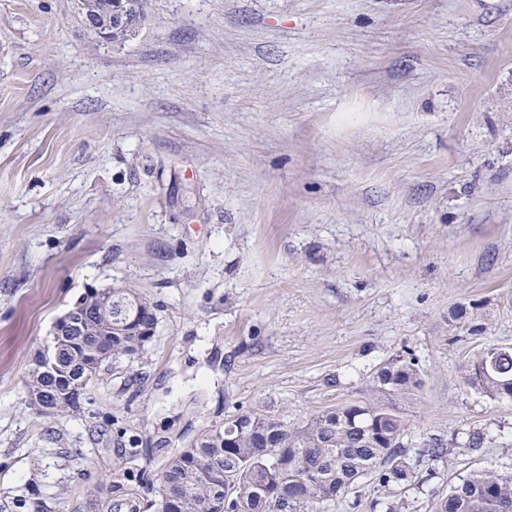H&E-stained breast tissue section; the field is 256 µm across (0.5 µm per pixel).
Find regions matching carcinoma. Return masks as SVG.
<instances>
[{
  "instance_id": "1",
  "label": "carcinoma",
  "mask_w": 512,
  "mask_h": 512,
  "mask_svg": "<svg viewBox=\"0 0 512 512\" xmlns=\"http://www.w3.org/2000/svg\"><path fill=\"white\" fill-rule=\"evenodd\" d=\"M106 296L126 309V318L112 320L110 330L99 314ZM76 304L84 335L63 337L61 368L32 372L25 381L29 403L47 399L55 414L80 412L74 391L88 399L103 374L144 354L151 337L143 335L140 323H132L135 316L157 324L154 307L142 296L127 299L120 287L88 292ZM461 379L490 400L511 401L512 346L480 348ZM372 382L376 392L396 400L420 386L421 369L413 355H395L377 368ZM242 416L252 419L253 428L240 432L234 447H225L226 429ZM404 431L398 409L374 401L341 405L292 424L270 412L242 411L202 430L168 458L157 474L156 499L146 509L165 512V504L177 500L184 512H282L281 491L305 480L312 486L310 496L288 503V512H312L336 502L372 473L384 488L407 484L414 471L403 451ZM271 436L277 438L275 448L265 447ZM488 442L484 431L470 428L459 439L423 441L420 455L437 461L450 448L478 453ZM433 512H512V473L473 470L435 501Z\"/></svg>"
}]
</instances>
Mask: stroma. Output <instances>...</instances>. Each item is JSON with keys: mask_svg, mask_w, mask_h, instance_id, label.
<instances>
[{"mask_svg": "<svg viewBox=\"0 0 512 512\" xmlns=\"http://www.w3.org/2000/svg\"><path fill=\"white\" fill-rule=\"evenodd\" d=\"M141 11L109 40L80 0H0V502L134 512L203 427L379 400L399 352L422 370L397 403L418 476L326 512H431L512 472V401L461 381L512 344V0ZM118 286L155 308L146 356L36 415L55 321ZM472 427L480 453L420 456Z\"/></svg>", "mask_w": 512, "mask_h": 512, "instance_id": "1", "label": "stroma"}]
</instances>
